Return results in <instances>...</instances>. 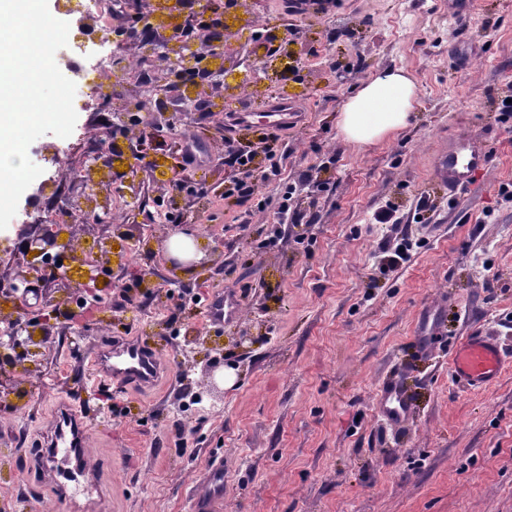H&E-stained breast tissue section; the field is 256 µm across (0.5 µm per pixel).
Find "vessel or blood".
<instances>
[{
	"instance_id": "obj_1",
	"label": "vessel or blood",
	"mask_w": 512,
	"mask_h": 512,
	"mask_svg": "<svg viewBox=\"0 0 512 512\" xmlns=\"http://www.w3.org/2000/svg\"><path fill=\"white\" fill-rule=\"evenodd\" d=\"M490 156L484 144L468 136L443 141L435 150L431 175L434 180L456 193L484 170ZM240 306L235 293L212 297L206 305L207 322L220 325L238 317ZM438 336V315L423 310L414 342L416 354H427ZM160 356L156 349L138 340L121 338L98 344L89 360V376L133 391L153 387L159 376ZM512 365V349L496 338L474 331L455 343L451 370L455 381L465 389H481L494 382L504 367ZM380 413L388 420L401 423L410 413L412 398L398 380L383 383L378 391ZM80 406L67 402L58 409L51 438L44 450L33 458L34 465L47 476L62 501H74L79 495H92L95 485L90 479L92 465L86 451L88 441ZM224 493V468L214 465L192 493L191 512H215Z\"/></svg>"
}]
</instances>
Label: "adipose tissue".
<instances>
[{
    "label": "adipose tissue",
    "mask_w": 512,
    "mask_h": 512,
    "mask_svg": "<svg viewBox=\"0 0 512 512\" xmlns=\"http://www.w3.org/2000/svg\"><path fill=\"white\" fill-rule=\"evenodd\" d=\"M417 88L401 68L379 70L340 106V132L344 140L363 147L392 137L408 124Z\"/></svg>",
    "instance_id": "obj_1"
}]
</instances>
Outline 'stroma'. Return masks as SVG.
<instances>
[{
	"label": "stroma",
	"instance_id": "stroma-1",
	"mask_svg": "<svg viewBox=\"0 0 512 512\" xmlns=\"http://www.w3.org/2000/svg\"><path fill=\"white\" fill-rule=\"evenodd\" d=\"M243 33L229 36L225 96L242 95L256 115L239 136L260 149L272 98H291L299 116L284 132L278 173L248 201L206 205L191 188L224 192L240 177L224 160L221 126L233 117L207 86H182L183 106L146 92L152 45L109 38L102 88L86 91L73 133L58 139L45 174L65 184L47 211H17L8 234L21 241L62 225L73 253L58 290L0 301V329L28 323L0 367V512H67L30 458L46 444L60 402L84 400L91 462L104 497L97 512H190V491L211 463L224 466L216 512H512V366L479 391L451 375V345L475 330L512 348V129L496 120L512 95V0H472L465 21L448 0H338L323 17L290 20L278 0H246ZM270 23L290 42L275 55L247 32ZM406 69L418 98L402 135L365 148L339 129L343 100L378 70ZM213 101L199 119L195 100ZM164 107L152 128L146 167L130 149L143 101ZM124 127L115 169L136 172L134 188L101 187L96 156L104 127ZM482 139L489 166L460 192L435 183L436 141ZM193 142L202 163L184 169ZM184 181L185 190L174 188ZM297 220L281 223L287 186ZM95 195L96 215L71 219ZM433 207L422 219L419 201ZM391 204L395 224L374 210ZM254 221L239 223L242 212ZM192 235L202 265L173 264L169 238ZM408 262L390 270L384 253L402 241ZM101 256L99 298L72 322L87 285L77 258ZM232 290L239 316L208 326L206 300ZM437 308L441 345L412 359L422 309ZM135 336L157 348L168 376L158 390L121 392L109 411L88 387L93 347ZM231 367L235 383L210 398L206 366ZM400 378L413 405L400 424L379 412L377 392Z\"/></svg>",
	"mask_w": 512,
	"mask_h": 512
}]
</instances>
